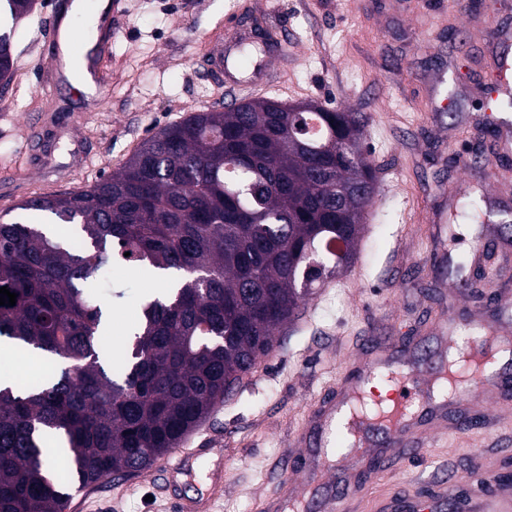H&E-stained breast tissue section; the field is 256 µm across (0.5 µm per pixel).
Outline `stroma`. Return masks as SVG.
<instances>
[{
	"label": "stroma",
	"mask_w": 512,
	"mask_h": 512,
	"mask_svg": "<svg viewBox=\"0 0 512 512\" xmlns=\"http://www.w3.org/2000/svg\"><path fill=\"white\" fill-rule=\"evenodd\" d=\"M48 2L37 0L17 25V75L0 90V213L31 193L88 188L169 123L231 97L248 100L254 70L228 64L232 82L223 87L203 76L195 47L219 22L250 42L292 33V51L273 43L263 61L283 82L280 100L362 116L363 150L378 179L353 263L302 303L273 350L182 440L195 451L187 467L108 476L74 491L67 512H177L181 500L205 497L209 512H259L289 473L291 435L311 404L336 396L365 337L406 340L420 367L445 363L455 338L512 339V312L456 290L477 238L497 243L492 265L500 274L490 291L512 290V238L498 229L512 213V157L495 169L456 159L496 153L512 138V113L483 107L497 61L512 59V0H463L460 9L433 0H121L100 112L69 83L55 90L53 111L45 109L39 73L49 57L31 31L48 16ZM37 116L55 138L53 159L45 165L34 156L16 169ZM463 183L474 188L481 220L449 219L451 191ZM162 291L156 276L113 262L110 281L97 289L111 353L127 345L141 303ZM345 465L365 482L357 512H376L397 487L427 499L430 481L452 467L512 484V417L486 434L478 459L467 439L450 436L393 473H372L354 459Z\"/></svg>",
	"instance_id": "obj_1"
}]
</instances>
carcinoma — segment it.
I'll return each mask as SVG.
<instances>
[{
	"instance_id": "obj_1",
	"label": "carcinoma",
	"mask_w": 512,
	"mask_h": 512,
	"mask_svg": "<svg viewBox=\"0 0 512 512\" xmlns=\"http://www.w3.org/2000/svg\"><path fill=\"white\" fill-rule=\"evenodd\" d=\"M35 2L3 10L15 21ZM13 43L0 30L4 88ZM276 101L192 112L92 186L17 205L80 225L66 239L0 214V288L17 294L0 306V338L61 359L28 388L0 389V512H64L74 487L151 468L352 262L376 191L364 121ZM116 259L172 272L177 288L143 305L114 365L92 285Z\"/></svg>"
}]
</instances>
